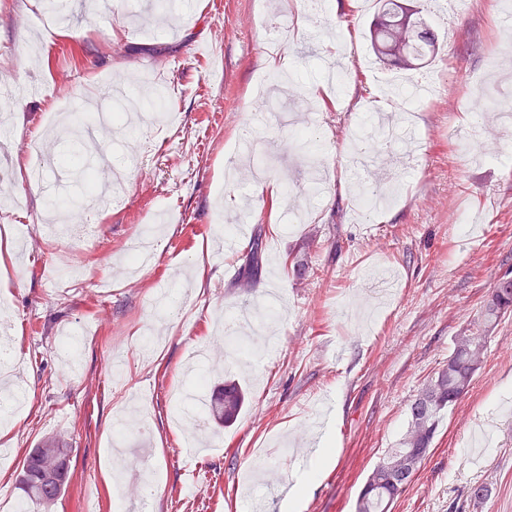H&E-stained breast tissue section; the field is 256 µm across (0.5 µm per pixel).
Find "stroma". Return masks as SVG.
<instances>
[{
    "instance_id": "35a3bbf8",
    "label": "stroma",
    "mask_w": 512,
    "mask_h": 512,
    "mask_svg": "<svg viewBox=\"0 0 512 512\" xmlns=\"http://www.w3.org/2000/svg\"><path fill=\"white\" fill-rule=\"evenodd\" d=\"M440 52L416 77L439 95L420 106L415 168L402 143L381 154L377 186L387 206L360 209L364 184L349 170L350 134L380 111V79L403 70L377 64L369 50L373 10L330 0L327 16L306 0H173L162 22L143 0H66L73 20L47 29L49 0H0V85L26 94L0 106V149L12 168L0 188V238L18 241L0 263V324L16 351L8 371L24 381L27 406L5 411L0 506L21 501L20 461L42 438L64 440L74 475L62 497L39 512H85L96 500L113 512H289L283 484L308 468L293 443L331 439L334 456L300 512H355L368 475L396 447L408 406L424 381L446 366L454 338L472 330L496 281L512 272V125L494 107L472 117L469 96L490 75L494 99L512 102V50L504 45V4L478 0L454 21L432 0H413ZM293 13L282 50L294 78L270 99L269 22ZM340 61L339 91L322 81L323 61ZM135 88L140 114L154 93L174 116L152 166L130 115L113 100ZM110 122L85 152L99 172L122 176V201L101 210L97 246L41 231L54 203L82 190L74 171L25 182V162L64 156L86 114ZM322 117L310 147L295 141L309 114ZM250 130L262 152L233 145ZM261 165L277 199L255 197ZM163 213L153 261L129 274L127 245ZM246 219L261 232L263 267L242 287L236 252L222 253L225 227ZM189 282L187 317L156 320V292ZM77 343L63 364L65 337ZM236 383L245 403L224 428L201 411L178 420L195 394ZM512 312L501 317L469 392L449 410L429 457L392 512H512ZM204 431L199 478L185 468L188 429ZM150 476L154 498L142 509L125 487ZM491 491L474 501L472 487Z\"/></svg>"
}]
</instances>
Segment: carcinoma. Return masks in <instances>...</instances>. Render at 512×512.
I'll use <instances>...</instances> for the list:
<instances>
[{"instance_id":"1","label":"carcinoma","mask_w":512,"mask_h":512,"mask_svg":"<svg viewBox=\"0 0 512 512\" xmlns=\"http://www.w3.org/2000/svg\"><path fill=\"white\" fill-rule=\"evenodd\" d=\"M378 20L371 31L370 44L377 59H391L395 65L413 70L434 55L436 36L419 21L406 18V8L400 0H377ZM65 165L75 169L92 192L98 182L95 170L78 158L65 156ZM260 270L259 240H254L245 257L244 285ZM512 311V279L498 281L481 312L476 327L470 333L456 338L455 347L448 356V366L438 369L423 385L421 392L409 404L407 429L398 447L391 448L373 470V478L363 485L357 496L356 512H391L394 502L420 470L424 460L415 469H406L397 476L389 470L388 462L399 457L412 461L420 449L430 448L442 420L443 412L470 389L474 375L485 359L489 333L501 316ZM244 394L236 387H224L220 397L202 400L207 417L223 424L233 422L242 408ZM73 477L71 450L54 437L44 438L29 449L17 474L27 502L44 506L55 502L70 485Z\"/></svg>"}]
</instances>
